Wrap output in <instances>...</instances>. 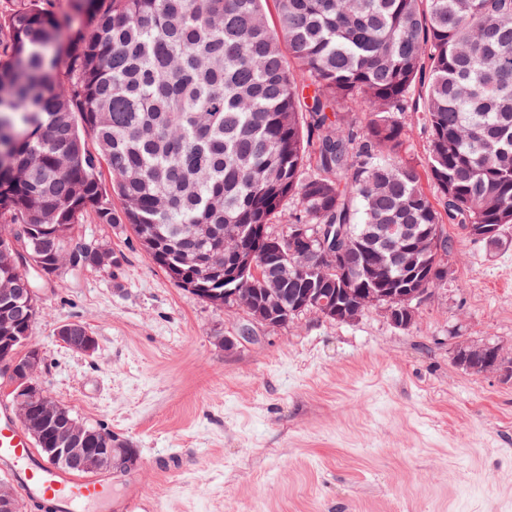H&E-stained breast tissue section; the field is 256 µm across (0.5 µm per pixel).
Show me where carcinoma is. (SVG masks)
Listing matches in <instances>:
<instances>
[{
	"mask_svg": "<svg viewBox=\"0 0 512 512\" xmlns=\"http://www.w3.org/2000/svg\"><path fill=\"white\" fill-rule=\"evenodd\" d=\"M17 0L0 14V235L87 214L127 225L167 274L190 246L265 243L252 224H315L338 239L329 278L288 254L283 294L436 288L443 224L499 249L512 227V0ZM422 113L426 164L404 158ZM106 164L111 181L101 178ZM439 194L433 202L428 187ZM380 224H410L379 237ZM496 224L491 236L473 229ZM430 244L405 271L397 250ZM44 262H65L41 236ZM370 251L386 253L375 272ZM277 258L195 274L216 306L261 289ZM65 429L36 448H67Z\"/></svg>",
	"mask_w": 512,
	"mask_h": 512,
	"instance_id": "carcinoma-1",
	"label": "carcinoma"
}]
</instances>
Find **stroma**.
Returning a JSON list of instances; mask_svg holds the SVG:
<instances>
[{
  "mask_svg": "<svg viewBox=\"0 0 512 512\" xmlns=\"http://www.w3.org/2000/svg\"><path fill=\"white\" fill-rule=\"evenodd\" d=\"M444 230L452 274L411 327L379 308L270 327L177 287L130 228L85 216L74 240L120 264L42 281L30 336L50 395L136 454L112 473V512H512V377L454 358L488 341L512 358V249ZM71 321L92 355L58 341Z\"/></svg>",
  "mask_w": 512,
  "mask_h": 512,
  "instance_id": "35a3bbf8",
  "label": "stroma"
}]
</instances>
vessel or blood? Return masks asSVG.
Wrapping results in <instances>:
<instances>
[{"instance_id": "vessel-or-blood-1", "label": "vessel or blood", "mask_w": 512, "mask_h": 512, "mask_svg": "<svg viewBox=\"0 0 512 512\" xmlns=\"http://www.w3.org/2000/svg\"><path fill=\"white\" fill-rule=\"evenodd\" d=\"M0 460L27 496L47 501L54 512H112L111 483L66 474L41 460L6 405H0Z\"/></svg>"}]
</instances>
